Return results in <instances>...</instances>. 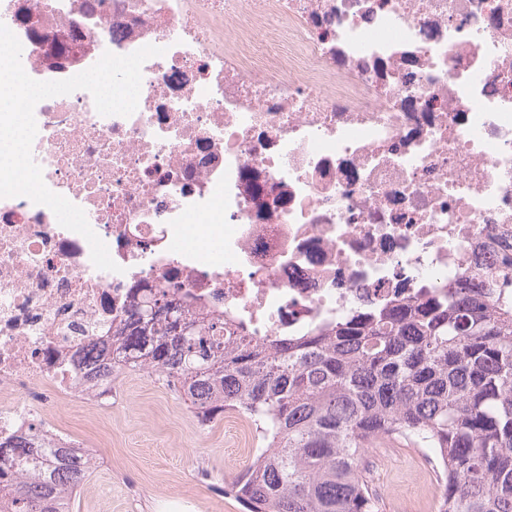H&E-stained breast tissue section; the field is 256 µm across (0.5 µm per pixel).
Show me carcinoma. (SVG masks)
Wrapping results in <instances>:
<instances>
[{
	"label": "carcinoma",
	"instance_id": "cac0c4a2",
	"mask_svg": "<svg viewBox=\"0 0 512 512\" xmlns=\"http://www.w3.org/2000/svg\"><path fill=\"white\" fill-rule=\"evenodd\" d=\"M158 372L203 422L234 411L263 448L227 482L249 512H378L361 468L378 439L431 448L440 512H512V256L484 284L361 313L306 336L258 340L163 293L112 316L92 372ZM31 468L0 483V512H69L85 448L6 446Z\"/></svg>",
	"mask_w": 512,
	"mask_h": 512
}]
</instances>
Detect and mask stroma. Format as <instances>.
<instances>
[{
  "label": "stroma",
  "mask_w": 512,
  "mask_h": 512,
  "mask_svg": "<svg viewBox=\"0 0 512 512\" xmlns=\"http://www.w3.org/2000/svg\"><path fill=\"white\" fill-rule=\"evenodd\" d=\"M112 412L94 416L95 399L76 393L54 416L68 425L94 464L73 494L71 512H247L225 494L226 483L248 464L262 441L243 416L214 423L198 417L166 379L138 370L112 376ZM380 510L415 497L423 479L419 457L403 441L377 442L363 456Z\"/></svg>",
  "instance_id": "35a3bbf8"
}]
</instances>
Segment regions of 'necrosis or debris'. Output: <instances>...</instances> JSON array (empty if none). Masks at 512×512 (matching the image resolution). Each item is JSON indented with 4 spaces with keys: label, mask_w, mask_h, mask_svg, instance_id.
I'll use <instances>...</instances> for the list:
<instances>
[{
    "label": "necrosis or debris",
    "mask_w": 512,
    "mask_h": 512,
    "mask_svg": "<svg viewBox=\"0 0 512 512\" xmlns=\"http://www.w3.org/2000/svg\"><path fill=\"white\" fill-rule=\"evenodd\" d=\"M0 0L26 73L154 45L136 111L40 101L32 155L119 269L0 198V440L69 428L112 310L165 289L261 338L408 304L512 253V0ZM43 399L30 401L31 392Z\"/></svg>",
    "instance_id": "4bbe7bcc"
}]
</instances>
